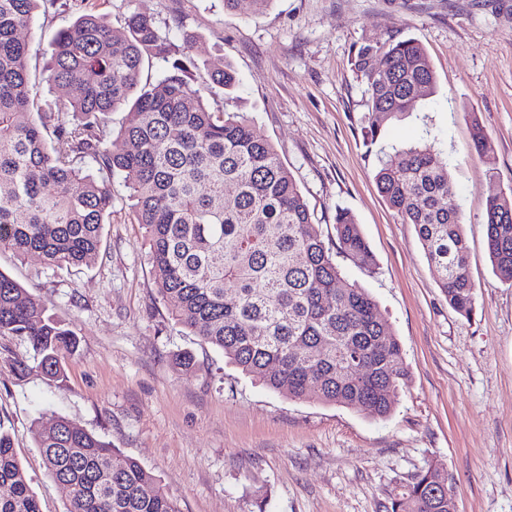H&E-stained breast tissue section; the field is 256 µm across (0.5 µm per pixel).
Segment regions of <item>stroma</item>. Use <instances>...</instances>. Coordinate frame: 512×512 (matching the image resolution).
Instances as JSON below:
<instances>
[{
  "label": "stroma",
  "mask_w": 512,
  "mask_h": 512,
  "mask_svg": "<svg viewBox=\"0 0 512 512\" xmlns=\"http://www.w3.org/2000/svg\"><path fill=\"white\" fill-rule=\"evenodd\" d=\"M134 9L153 15L176 48L192 37L197 60L234 66L239 109L277 148L326 244L336 242L337 210L354 216L374 265L342 253L336 264L377 301L410 379L383 419L252 381L171 319L144 230L113 180L95 265L55 272L38 256L0 250V272L79 338L53 382L26 341L0 337V422L42 512L69 504L33 438L36 422L58 415L138 459L179 512H386L432 463L448 473L457 512H512V283L493 273L485 226L487 197L512 190V0H272L258 14L245 4L225 12L224 0H47L30 70L43 111L67 91L42 82V46L85 11L117 26ZM406 38L426 48L436 91L369 141L353 59L362 46ZM473 116L492 140L482 158L467 150ZM422 140L455 184L475 289L468 318L449 306L414 226L375 184L382 160ZM180 351L194 355L195 370L173 365Z\"/></svg>",
  "instance_id": "35a3bbf8"
}]
</instances>
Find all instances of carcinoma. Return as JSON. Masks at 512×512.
Returning a JSON list of instances; mask_svg holds the SVG:
<instances>
[{"mask_svg": "<svg viewBox=\"0 0 512 512\" xmlns=\"http://www.w3.org/2000/svg\"><path fill=\"white\" fill-rule=\"evenodd\" d=\"M41 2L0 0V248L37 254L54 270L95 264L118 177L145 230L157 293L179 325L278 394L388 417L409 377L400 341L367 289L338 287L333 252L290 171L253 120L232 109V65L198 63L145 13L114 28L90 10L51 39L44 79L68 95L57 111L39 112L22 33ZM154 59L167 68L151 82L143 74ZM354 69L366 86L372 141L435 93L430 58L412 38L359 48ZM123 107L130 120L114 130L111 114ZM491 150L472 118L469 154ZM375 181L414 225L448 304L471 316L469 247L438 152L425 143L398 150ZM485 214L493 272L512 282V190L488 197ZM335 230L340 251L373 264L349 212L336 211ZM2 336L27 341L36 368L56 381L79 346L44 300L0 272ZM34 440L46 469L69 488L67 512H179L153 473L63 416L36 425ZM443 477L429 465L390 512H456L452 484L430 490ZM0 512H41L1 422Z\"/></svg>", "mask_w": 512, "mask_h": 512, "instance_id": "obj_1", "label": "carcinoma"}]
</instances>
